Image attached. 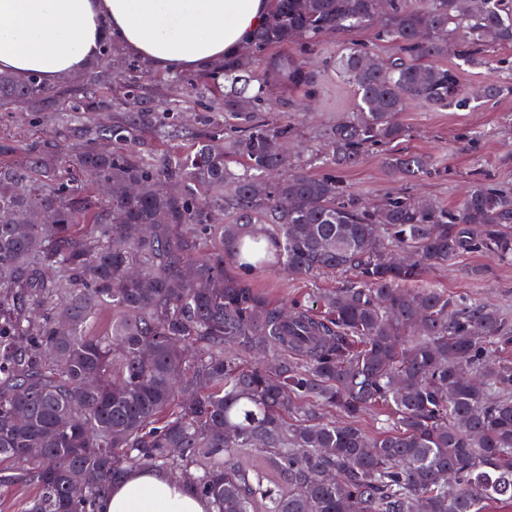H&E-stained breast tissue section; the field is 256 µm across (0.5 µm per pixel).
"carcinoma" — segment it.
Returning <instances> with one entry per match:
<instances>
[{
	"label": "carcinoma",
	"instance_id": "cac0c4a2",
	"mask_svg": "<svg viewBox=\"0 0 512 512\" xmlns=\"http://www.w3.org/2000/svg\"><path fill=\"white\" fill-rule=\"evenodd\" d=\"M377 28L403 53L358 45L337 59L357 111L336 124L322 164L344 169L406 130L413 103L467 105L456 76L420 63L484 43L512 45L509 0H276L258 51ZM252 60L206 86L239 121L188 152L123 149L143 113L100 127L116 149L81 141L71 159L0 144V486L37 482L30 512H96L132 470L182 479L214 512H485L512 504V346L494 305L416 287L464 252L512 263V193L477 185L459 208L392 196L356 203L330 175L293 171L287 124L253 115ZM289 80L312 77L295 62ZM111 67L75 90L0 72V109L97 112ZM512 95V81L476 100ZM421 155L388 166L414 178ZM232 211V222L215 216ZM243 272L232 275L227 265ZM285 268L353 279L289 313L253 286ZM104 311L106 330L91 332ZM256 351L260 365L244 367ZM380 410L372 431L363 418ZM82 493L75 498L72 486Z\"/></svg>",
	"mask_w": 512,
	"mask_h": 512
}]
</instances>
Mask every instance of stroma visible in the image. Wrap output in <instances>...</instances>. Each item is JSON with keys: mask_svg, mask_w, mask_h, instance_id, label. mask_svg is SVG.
Returning <instances> with one entry per match:
<instances>
[{"mask_svg": "<svg viewBox=\"0 0 512 512\" xmlns=\"http://www.w3.org/2000/svg\"><path fill=\"white\" fill-rule=\"evenodd\" d=\"M356 44L368 45L383 59L397 57L394 43L376 40L373 30L341 31L323 39L311 52L298 46L272 48L262 52L253 82L264 85V101L257 112L259 121L289 123L288 157L293 167L318 175L322 169L311 160L312 151L324 148L336 122L357 109V97L350 83L336 69L337 57ZM304 60L315 83L312 89L295 86L288 79L289 61ZM512 62V46L492 45L479 64L464 62L456 50L430 58L431 66L454 71L464 92L499 76V61ZM138 59L123 49L112 56V73L120 83L134 82L131 94L113 93L106 112H86L80 119L61 121L52 112H30L23 106L0 111V141L15 145V160H23L32 147L56 146L66 149L76 129L93 131L112 120L139 109L153 110L151 128L134 145L141 154L161 155L187 151L205 140L216 127H224V115L211 113L201 122L200 109L209 96L203 87L186 83L182 71L133 70ZM400 121L407 137L395 147L372 148L359 162L339 173L340 179L361 203H373L395 193L434 199L447 207L459 204L465 184L490 182L512 190V95L466 107H425L410 104ZM430 157L431 173L406 180L390 172L385 159L391 151ZM347 275H324L314 279H292L281 270L259 274L254 285L272 303L281 305L304 299L319 291L342 287ZM422 285L487 301L499 309L503 331L512 336V265L483 253H467L448 265L427 271Z\"/></svg>", "mask_w": 512, "mask_h": 512, "instance_id": "35a3bbf8", "label": "stroma"}]
</instances>
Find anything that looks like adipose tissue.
Masks as SVG:
<instances>
[{
  "instance_id": "ef3b65f1",
  "label": "adipose tissue",
  "mask_w": 512,
  "mask_h": 512,
  "mask_svg": "<svg viewBox=\"0 0 512 512\" xmlns=\"http://www.w3.org/2000/svg\"><path fill=\"white\" fill-rule=\"evenodd\" d=\"M270 0H0V72L54 84L85 68L103 34L163 70H194L237 52L268 19ZM99 512H210L175 478L133 472Z\"/></svg>"
}]
</instances>
